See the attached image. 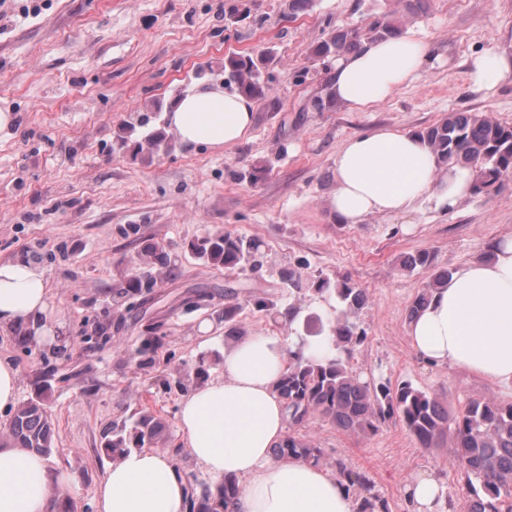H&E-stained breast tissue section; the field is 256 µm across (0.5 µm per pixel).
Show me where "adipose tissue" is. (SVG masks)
<instances>
[{"instance_id": "ef3b65f1", "label": "adipose tissue", "mask_w": 512, "mask_h": 512, "mask_svg": "<svg viewBox=\"0 0 512 512\" xmlns=\"http://www.w3.org/2000/svg\"><path fill=\"white\" fill-rule=\"evenodd\" d=\"M430 47L412 33L364 43L336 57L326 88L333 103L363 112L415 80ZM169 132L189 147L229 149L250 133L253 101L202 82L177 97ZM331 210L345 224L407 214L429 203L450 211L471 193L473 173L439 164L417 134L380 128L355 135L335 159ZM49 284L44 268L0 259V332L21 327L43 343L56 332L46 322ZM416 354L512 387V234L485 260L455 268L407 324ZM293 348L279 336H246L224 349L221 378L184 398L179 428L195 462L213 478L240 480L230 512H354L344 481L306 461H282L274 446L285 435L276 382ZM73 477L54 474L44 460L0 445V512H53L72 493ZM187 485L168 454L145 450L112 462L98 491L97 512H186Z\"/></svg>"}]
</instances>
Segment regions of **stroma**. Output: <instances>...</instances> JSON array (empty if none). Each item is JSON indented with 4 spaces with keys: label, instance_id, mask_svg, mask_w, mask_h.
Listing matches in <instances>:
<instances>
[{
    "label": "stroma",
    "instance_id": "1",
    "mask_svg": "<svg viewBox=\"0 0 512 512\" xmlns=\"http://www.w3.org/2000/svg\"><path fill=\"white\" fill-rule=\"evenodd\" d=\"M400 0H313L289 17L284 0H6L0 6V257L41 263L51 288L48 322L68 351L36 345L22 329L0 333V361L19 377V401L40 396L54 423L49 469L78 479L71 512H97L112 456L113 424L146 409L166 425L162 447L181 474L215 480L193 460L179 431L186 389L177 371L224 373V303L235 293L247 336H294L303 315L333 299L288 286L316 277L349 280L368 294L359 316L366 340L349 365L374 385L411 384L462 412L474 399L512 401L501 387L450 367L424 365L405 334L408 306L428 275L407 272L404 254L429 251L458 267L512 233V177L454 211L431 205L406 215L338 223L330 198L334 159L353 135L376 128L420 133L451 112H485L512 126V82L476 89L473 59L512 56V0H429L407 29L436 55L418 78L369 112L332 106L316 112L330 62L313 50L333 29L401 10ZM268 49L276 58L251 134L228 151L175 148L141 153L148 134L166 131V108L198 80L223 83L229 53ZM204 78H197V71ZM262 168L259 180L249 177ZM222 231L259 242L255 267L227 269L197 259L191 245ZM165 248L170 271L149 292L109 314L120 273L142 245ZM261 300L298 308L294 322L272 320ZM156 336V353L137 349ZM302 432L336 461L369 479L389 512H407L404 487L430 475L446 503L461 508L466 476L451 438L422 447L400 419L356 435L321 419Z\"/></svg>",
    "mask_w": 512,
    "mask_h": 512
}]
</instances>
